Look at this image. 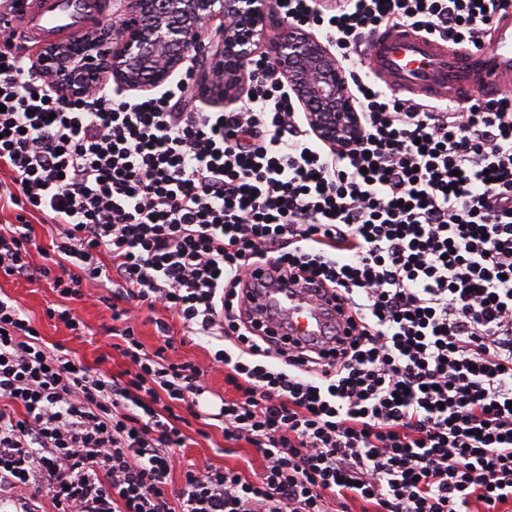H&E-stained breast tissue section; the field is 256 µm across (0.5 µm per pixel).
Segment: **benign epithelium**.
<instances>
[{
  "instance_id": "7a95c632",
  "label": "benign epithelium",
  "mask_w": 512,
  "mask_h": 512,
  "mask_svg": "<svg viewBox=\"0 0 512 512\" xmlns=\"http://www.w3.org/2000/svg\"><path fill=\"white\" fill-rule=\"evenodd\" d=\"M113 15L99 31L44 48L42 63L64 98L109 83L120 93L149 92L189 63L198 95L232 103L261 47L269 77L288 86L320 141L344 150L358 142L360 115L336 53L282 19L275 0H117Z\"/></svg>"
}]
</instances>
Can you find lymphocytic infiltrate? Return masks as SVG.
Instances as JSON below:
<instances>
[{"mask_svg":"<svg viewBox=\"0 0 512 512\" xmlns=\"http://www.w3.org/2000/svg\"><path fill=\"white\" fill-rule=\"evenodd\" d=\"M504 0H284L349 74L363 132L318 140L256 62L252 97L186 112L188 79L159 94L62 99L11 42L0 0V277L83 279L110 294V376L47 345L0 295V512H512V96L428 104L372 83L370 36L409 26L484 41ZM38 213L54 226L32 258ZM337 292L347 330L305 350L256 335V264ZM163 308L216 340L233 397L207 410L206 367L174 359L168 320L147 351L132 326ZM221 421L260 472L189 464L169 487L187 419Z\"/></svg>","mask_w":512,"mask_h":512,"instance_id":"1","label":"lymphocytic infiltrate"}]
</instances>
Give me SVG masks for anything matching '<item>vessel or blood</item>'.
I'll return each instance as SVG.
<instances>
[{
  "mask_svg": "<svg viewBox=\"0 0 512 512\" xmlns=\"http://www.w3.org/2000/svg\"><path fill=\"white\" fill-rule=\"evenodd\" d=\"M24 7L23 36L35 44L54 42L96 19L88 0H26ZM367 74L388 91L415 100L458 99L475 88L496 97L512 86V5L499 13L478 49L457 47L406 26L388 28L372 42ZM256 276L266 283L249 304L259 335L324 347L328 328L344 332L346 324L332 296L274 285L266 265L258 266Z\"/></svg>",
  "mask_w": 512,
  "mask_h": 512,
  "instance_id": "obj_1",
  "label": "vessel or blood"
}]
</instances>
